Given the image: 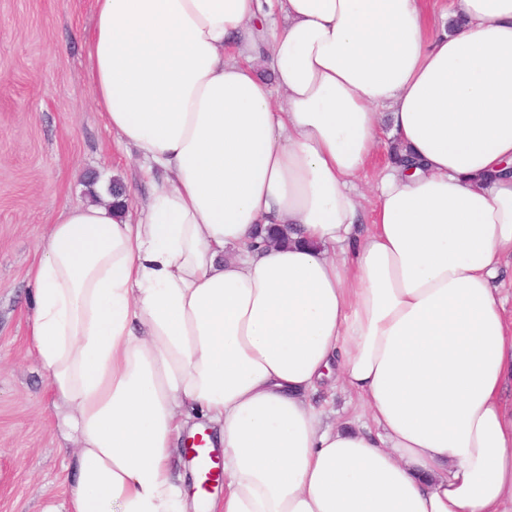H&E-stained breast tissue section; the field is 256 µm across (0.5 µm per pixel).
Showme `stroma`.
<instances>
[{
  "label": "stroma",
  "mask_w": 512,
  "mask_h": 512,
  "mask_svg": "<svg viewBox=\"0 0 512 512\" xmlns=\"http://www.w3.org/2000/svg\"><path fill=\"white\" fill-rule=\"evenodd\" d=\"M95 0H0V512L66 499L67 451L30 343L40 245L86 180L148 201L138 164L105 127L87 81Z\"/></svg>",
  "instance_id": "35a3bbf8"
}]
</instances>
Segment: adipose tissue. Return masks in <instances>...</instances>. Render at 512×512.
Here are the masks:
<instances>
[{
	"instance_id": "adipose-tissue-1",
	"label": "adipose tissue",
	"mask_w": 512,
	"mask_h": 512,
	"mask_svg": "<svg viewBox=\"0 0 512 512\" xmlns=\"http://www.w3.org/2000/svg\"><path fill=\"white\" fill-rule=\"evenodd\" d=\"M96 0L86 66L151 191L34 269L67 512H512V0ZM390 128L363 222L357 177ZM289 226L260 244L257 226ZM351 419L331 424L322 387ZM207 436L208 435L205 432L197 433L187 444L190 434H188V431L186 430L182 434L181 439L177 442L178 450L174 457V464L176 469L182 471L183 474L185 472L188 474L186 486L190 492L189 500H191L192 493L197 491L196 485H198L199 493L202 496H205L209 492L213 483H218L224 479V455L221 451L215 448V446L209 443ZM183 448L195 463L198 481L195 469L186 459ZM190 473H192V475ZM202 496L199 497L201 500H206L208 498L220 499L224 497V483L213 488L211 493L205 497Z\"/></svg>"
}]
</instances>
